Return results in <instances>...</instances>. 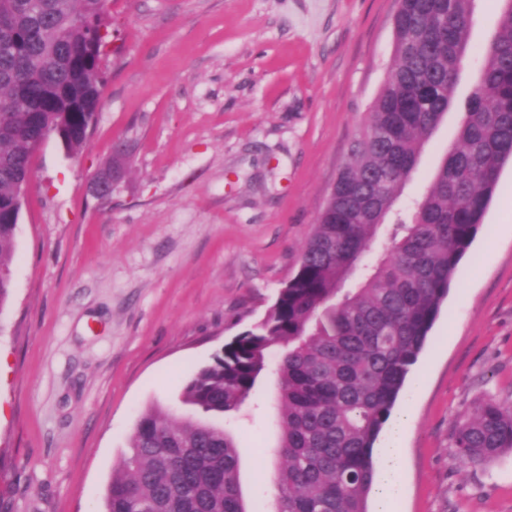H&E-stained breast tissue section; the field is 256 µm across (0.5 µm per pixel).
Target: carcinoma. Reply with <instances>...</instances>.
Returning a JSON list of instances; mask_svg holds the SVG:
<instances>
[{"mask_svg": "<svg viewBox=\"0 0 512 512\" xmlns=\"http://www.w3.org/2000/svg\"><path fill=\"white\" fill-rule=\"evenodd\" d=\"M475 0H401L385 85L268 314L185 384V422L151 406L112 473L104 512H248L240 448L209 415L240 413L260 377L278 383L275 512H368L373 448L483 227L512 160V0L490 44L457 144L412 215L378 230L454 93ZM109 0H0V308L9 295L20 186L50 136L89 145L102 99ZM371 252V263L362 258ZM455 456L512 451V405L459 418Z\"/></svg>", "mask_w": 512, "mask_h": 512, "instance_id": "obj_1", "label": "carcinoma"}]
</instances>
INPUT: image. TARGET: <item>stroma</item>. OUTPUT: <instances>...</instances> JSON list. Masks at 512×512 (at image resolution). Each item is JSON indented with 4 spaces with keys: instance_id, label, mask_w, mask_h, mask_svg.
<instances>
[{
    "instance_id": "obj_1",
    "label": "stroma",
    "mask_w": 512,
    "mask_h": 512,
    "mask_svg": "<svg viewBox=\"0 0 512 512\" xmlns=\"http://www.w3.org/2000/svg\"><path fill=\"white\" fill-rule=\"evenodd\" d=\"M503 0H477L452 100L398 197L457 140ZM399 0H110L102 105L79 154L36 150L0 307V512H100L140 413L193 416L186 381L296 272L387 79ZM130 170L90 191L116 142ZM272 378L223 425L248 512H273ZM512 405V161L457 266L393 417L396 512H512V453L454 457L462 413Z\"/></svg>"
}]
</instances>
